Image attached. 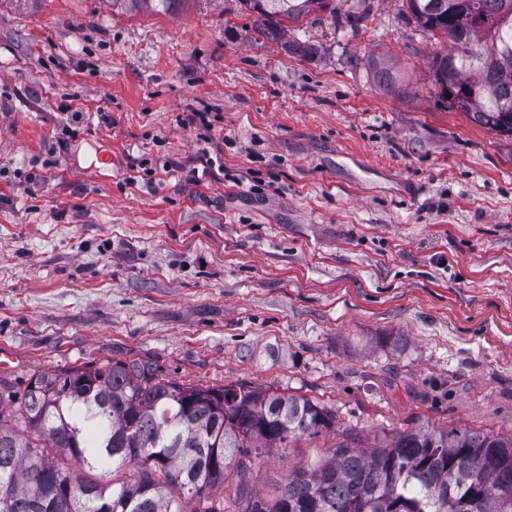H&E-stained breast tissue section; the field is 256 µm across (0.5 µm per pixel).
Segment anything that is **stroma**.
<instances>
[{"mask_svg": "<svg viewBox=\"0 0 512 512\" xmlns=\"http://www.w3.org/2000/svg\"><path fill=\"white\" fill-rule=\"evenodd\" d=\"M288 40L313 54L239 0H0V379L142 359L316 398L362 447L512 433V136L439 103L405 0H332ZM337 440L262 457L249 494ZM184 0H113L112 4H120L126 12H138L144 5L150 4L156 12H169Z\"/></svg>", "mask_w": 512, "mask_h": 512, "instance_id": "35a3bbf8", "label": "stroma"}]
</instances>
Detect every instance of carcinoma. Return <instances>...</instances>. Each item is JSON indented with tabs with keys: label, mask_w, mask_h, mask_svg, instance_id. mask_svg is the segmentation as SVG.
Listing matches in <instances>:
<instances>
[{
	"label": "carcinoma",
	"mask_w": 512,
	"mask_h": 512,
	"mask_svg": "<svg viewBox=\"0 0 512 512\" xmlns=\"http://www.w3.org/2000/svg\"><path fill=\"white\" fill-rule=\"evenodd\" d=\"M183 0H112L129 13L168 12ZM407 0L421 30L440 42L430 62L441 102L512 136V0ZM255 29L289 50L285 22L326 0H241ZM336 410L300 394L245 383L210 387L157 374L132 360L70 365L34 379L19 395L0 380V512H512V434L424 421L371 447L336 444L310 467L289 470L272 500L244 497L246 473L274 449L336 431ZM117 470L97 481L68 466ZM224 487V499L208 490ZM209 501L189 510L190 502Z\"/></svg>",
	"instance_id": "obj_1"
}]
</instances>
